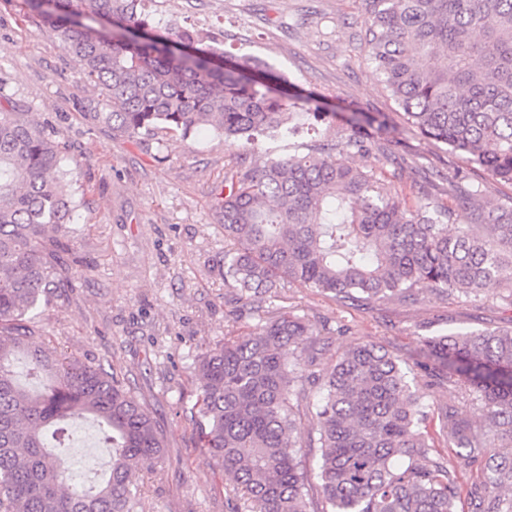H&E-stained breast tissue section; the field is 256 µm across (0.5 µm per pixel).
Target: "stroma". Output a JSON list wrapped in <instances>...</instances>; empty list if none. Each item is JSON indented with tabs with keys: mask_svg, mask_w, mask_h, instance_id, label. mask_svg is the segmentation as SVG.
<instances>
[{
	"mask_svg": "<svg viewBox=\"0 0 512 512\" xmlns=\"http://www.w3.org/2000/svg\"><path fill=\"white\" fill-rule=\"evenodd\" d=\"M157 26H195L214 46L260 59L312 92L323 111L382 113L395 131L381 149L354 152L350 165L377 172L414 200L424 193L450 203L458 173L488 205H512V183L464 155L440 149L404 127L364 42L359 0H152ZM100 89L85 82L60 34L39 25L18 0H0V112L58 131L79 187L73 214L68 288L34 311L51 350L122 375L164 439L160 460L141 471L142 512H228L232 480L202 446L194 417L202 347L251 332L276 308L240 301L224 283V230L213 187L233 161L254 156L205 128L189 138L160 132L128 138L93 120L108 111ZM333 123L263 141L274 155L335 145ZM282 306L328 328L327 355L370 342L413 363L423 340L451 330L480 331L512 323V308L484 296L424 293L352 306L292 282ZM412 388L434 413L468 412L458 390L422 372Z\"/></svg>",
	"mask_w": 512,
	"mask_h": 512,
	"instance_id": "obj_1",
	"label": "stroma"
}]
</instances>
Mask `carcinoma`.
Masks as SVG:
<instances>
[{"label":"carcinoma","mask_w":512,"mask_h":512,"mask_svg":"<svg viewBox=\"0 0 512 512\" xmlns=\"http://www.w3.org/2000/svg\"><path fill=\"white\" fill-rule=\"evenodd\" d=\"M147 0H23L59 31L110 111L93 118L129 138L165 129L187 139L211 127L254 147L291 133L298 102L315 100L268 63L239 58L177 23L161 30ZM365 44L405 124L512 183V0H361ZM336 152L264 155L225 167L218 192L224 284L273 303L299 281L353 304L484 295L512 305V207H482L457 190L476 223L448 229L453 210L400 196L351 166L393 131L354 112ZM55 132L0 112V512H139V466L163 439L124 380L49 351L33 310L68 287V224L77 207ZM322 330L284 311L197 356L203 447L235 481L229 512H316L302 448L320 449L321 512H457L451 464L433 455L430 412L404 361L362 342L322 370ZM429 377L460 388L480 421L448 409L440 435L480 472L471 512H512V325L423 339ZM317 437L301 443L294 402ZM108 448L103 482L64 489L59 454L76 423Z\"/></svg>","instance_id":"obj_1"}]
</instances>
